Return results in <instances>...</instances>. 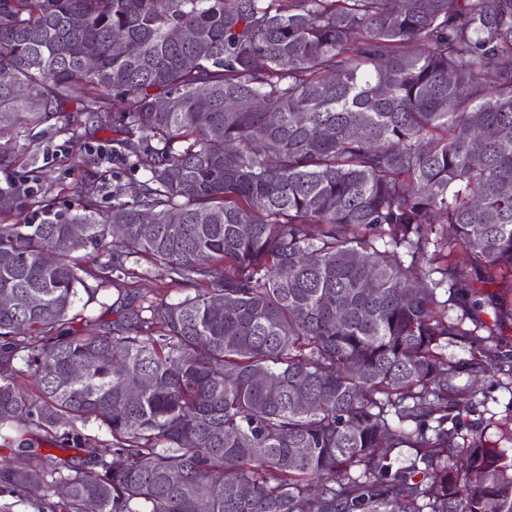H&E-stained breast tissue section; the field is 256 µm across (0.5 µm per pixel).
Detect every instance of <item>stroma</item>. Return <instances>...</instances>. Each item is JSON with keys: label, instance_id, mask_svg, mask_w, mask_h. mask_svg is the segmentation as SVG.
I'll use <instances>...</instances> for the list:
<instances>
[{"label": "stroma", "instance_id": "1", "mask_svg": "<svg viewBox=\"0 0 512 512\" xmlns=\"http://www.w3.org/2000/svg\"><path fill=\"white\" fill-rule=\"evenodd\" d=\"M78 121L73 131L59 123L12 134L17 160L10 169H0V192L18 194L19 202L0 211V222L39 223L35 202L44 197L54 200L61 217H69L80 208L76 187L87 181L95 182L104 209L111 206L114 195L134 194L144 174L113 157V132L97 130L83 115ZM460 418L459 433L465 442L477 437L502 441L512 430V372L501 370L479 380L477 395Z\"/></svg>", "mask_w": 512, "mask_h": 512}]
</instances>
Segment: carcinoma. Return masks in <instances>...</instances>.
Segmentation results:
<instances>
[{
  "label": "carcinoma",
  "instance_id": "carcinoma-1",
  "mask_svg": "<svg viewBox=\"0 0 512 512\" xmlns=\"http://www.w3.org/2000/svg\"><path fill=\"white\" fill-rule=\"evenodd\" d=\"M71 103L145 179L0 224V512H512V451L457 443L483 364L447 356L512 318V0H0V135ZM137 288L151 298L173 302L184 296L183 292L176 287H171L169 280L160 273H153L139 281ZM79 297L80 299L76 300L73 309L70 312V317H93L111 325L112 321L117 318V315L112 313V303L117 298V294L115 291H112V289L101 290L97 296V300H93L88 303L84 309L83 305L87 300V295L81 291Z\"/></svg>",
  "mask_w": 512,
  "mask_h": 512
}]
</instances>
